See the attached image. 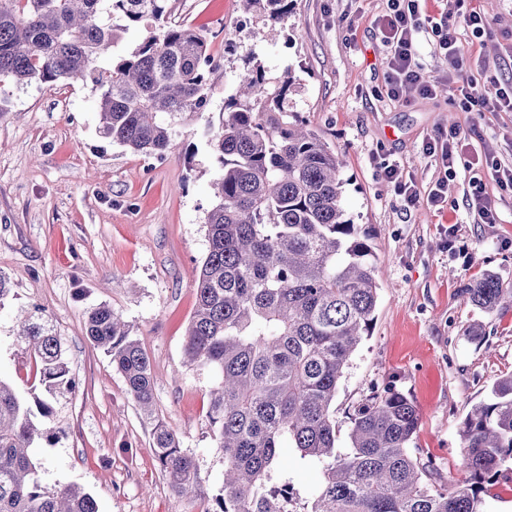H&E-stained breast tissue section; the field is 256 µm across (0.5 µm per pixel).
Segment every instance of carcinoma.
Returning <instances> with one entry per match:
<instances>
[{
    "label": "carcinoma",
    "mask_w": 512,
    "mask_h": 512,
    "mask_svg": "<svg viewBox=\"0 0 512 512\" xmlns=\"http://www.w3.org/2000/svg\"><path fill=\"white\" fill-rule=\"evenodd\" d=\"M169 0H0V103L7 87L58 80L91 83L101 135L145 156L168 149L174 127L202 114L219 67L204 32L169 21ZM272 25L293 0H238ZM146 35L113 59L120 34ZM291 74L272 76L257 58L224 101L207 141L221 174L205 216L207 255L192 288L196 305L184 353L218 375L210 391L212 438L224 453L222 493L202 512H283L288 450L321 467L302 512H483L481 494L512 460V374L462 430L469 478L446 489L424 478L413 455L416 406L387 387L351 417L336 450L332 405L345 368L369 335L377 305L374 251L343 205L344 160L288 106ZM480 311L512 309V288L494 273L463 284ZM86 336L110 357L151 425L172 491L199 497L194 457L157 418L150 357L110 306L93 308ZM45 398L25 404L0 378V512H99L79 486L50 490L31 449L60 433L57 406L76 388L62 340L45 310L16 320Z\"/></svg>",
    "instance_id": "obj_1"
}]
</instances>
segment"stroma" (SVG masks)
Instances as JSON below:
<instances>
[{"instance_id":"1","label":"stroma","mask_w":512,"mask_h":512,"mask_svg":"<svg viewBox=\"0 0 512 512\" xmlns=\"http://www.w3.org/2000/svg\"><path fill=\"white\" fill-rule=\"evenodd\" d=\"M490 33L472 38L459 0H426L429 15L459 24L462 79L512 81V0H473ZM171 18L204 30L220 68L202 116L176 127L163 157L112 144L99 132L91 86L60 80L10 91L0 112V274L12 297L0 311V377L34 402L32 360L14 332L17 310L51 315L77 380L64 401V434L36 449L43 486L77 485L99 512H195L167 486L150 427L108 356L85 334L90 308L106 303L131 324L148 353L156 413L196 460L203 498L223 487L224 453L211 438L209 369L189 367L183 346L195 305L191 281L206 253L204 219L218 165L208 122L255 53L270 74L291 70L289 104L345 160L343 201L370 237L378 301L369 336L344 371L332 406L338 446L373 387L392 385L420 414L412 452L437 483L464 481L461 430L512 373V310L484 313L459 294L491 272L512 287V191L483 172L498 221L470 205V163L490 153L512 167V112H463L448 96L387 95V49L373 21L386 0H293L284 24L243 13L237 0H170ZM234 33L236 51L225 48ZM460 129L468 145L445 176L422 143ZM400 163L421 193L444 181V203L405 207L380 167ZM482 323L485 334L468 336Z\"/></svg>"}]
</instances>
